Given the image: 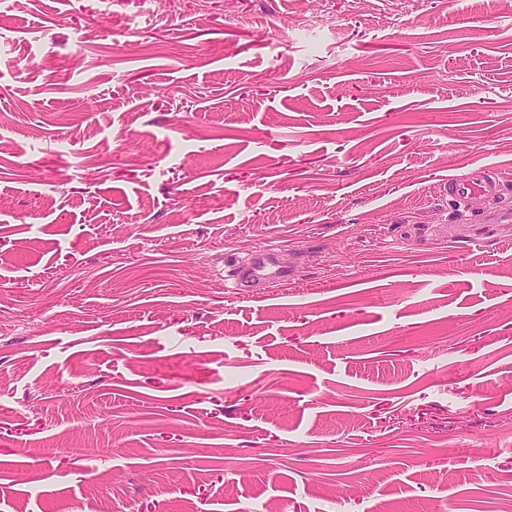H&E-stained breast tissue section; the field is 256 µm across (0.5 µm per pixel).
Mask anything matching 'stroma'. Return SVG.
<instances>
[{
    "label": "stroma",
    "mask_w": 512,
    "mask_h": 512,
    "mask_svg": "<svg viewBox=\"0 0 512 512\" xmlns=\"http://www.w3.org/2000/svg\"><path fill=\"white\" fill-rule=\"evenodd\" d=\"M143 2L0 0V512H505L512 0ZM496 185V179L492 181H473L469 179H455L448 182V197L461 207L475 194L491 192Z\"/></svg>",
    "instance_id": "stroma-1"
}]
</instances>
